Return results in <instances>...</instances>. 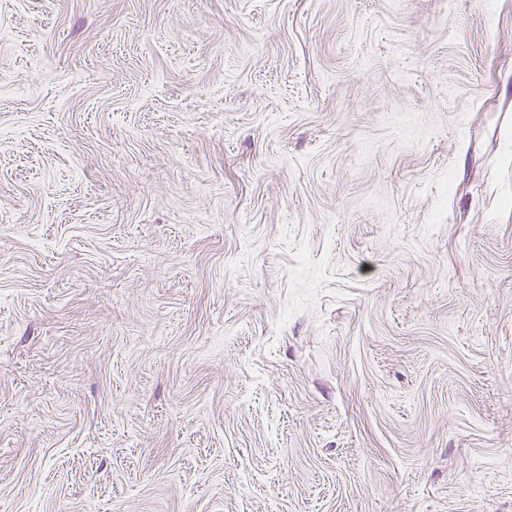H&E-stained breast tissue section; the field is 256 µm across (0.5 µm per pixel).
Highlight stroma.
Wrapping results in <instances>:
<instances>
[{"label": "stroma", "mask_w": 512, "mask_h": 512, "mask_svg": "<svg viewBox=\"0 0 512 512\" xmlns=\"http://www.w3.org/2000/svg\"><path fill=\"white\" fill-rule=\"evenodd\" d=\"M0 512H512V0H0Z\"/></svg>", "instance_id": "1"}]
</instances>
